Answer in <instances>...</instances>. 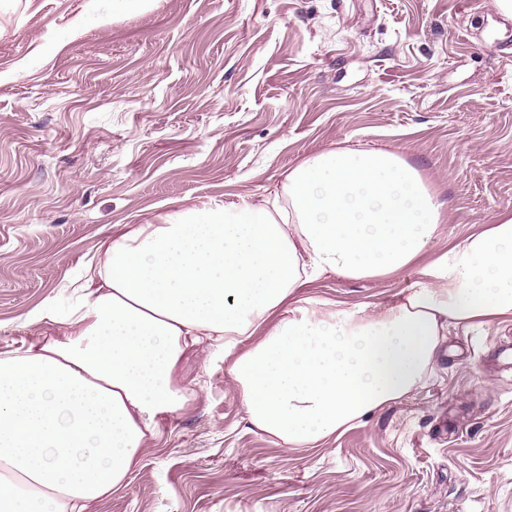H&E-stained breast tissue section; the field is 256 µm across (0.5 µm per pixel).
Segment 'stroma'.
I'll return each mask as SVG.
<instances>
[{"label": "stroma", "mask_w": 512, "mask_h": 512, "mask_svg": "<svg viewBox=\"0 0 512 512\" xmlns=\"http://www.w3.org/2000/svg\"><path fill=\"white\" fill-rule=\"evenodd\" d=\"M392 148L444 202L424 254L512 212V15L493 0H0V353L116 231L262 203L330 148ZM417 266L299 297L382 305ZM512 317L452 326L415 391L323 447L254 428L189 348V407L90 512H512Z\"/></svg>", "instance_id": "1"}]
</instances>
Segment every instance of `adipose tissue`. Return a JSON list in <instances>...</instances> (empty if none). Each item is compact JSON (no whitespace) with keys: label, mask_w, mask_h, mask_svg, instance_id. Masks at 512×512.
Returning <instances> with one entry per match:
<instances>
[{"label":"adipose tissue","mask_w":512,"mask_h":512,"mask_svg":"<svg viewBox=\"0 0 512 512\" xmlns=\"http://www.w3.org/2000/svg\"><path fill=\"white\" fill-rule=\"evenodd\" d=\"M285 187L281 222L214 201L119 232L66 308L28 314L65 338L0 354V512H86L121 490L159 417L192 401L174 373L202 340L231 357L252 426L314 448L425 380L449 325L512 316V212L424 264L448 216L396 151H319ZM415 263L417 278L383 306L296 297L325 273Z\"/></svg>","instance_id":"obj_1"}]
</instances>
